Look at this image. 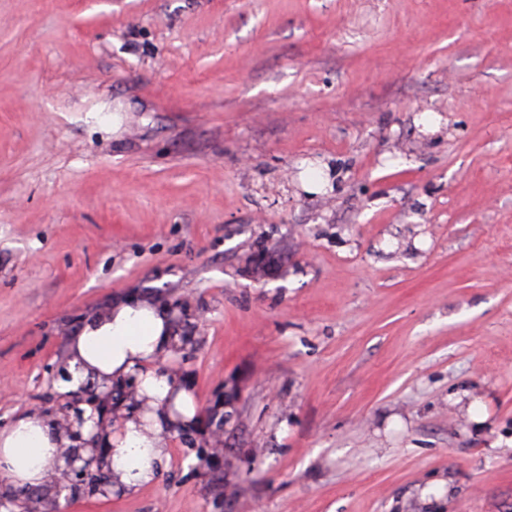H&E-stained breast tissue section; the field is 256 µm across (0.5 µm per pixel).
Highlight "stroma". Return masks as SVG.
<instances>
[{
	"label": "stroma",
	"instance_id": "stroma-1",
	"mask_svg": "<svg viewBox=\"0 0 512 512\" xmlns=\"http://www.w3.org/2000/svg\"><path fill=\"white\" fill-rule=\"evenodd\" d=\"M133 296L193 424L0 512H512V0H0V430Z\"/></svg>",
	"mask_w": 512,
	"mask_h": 512
}]
</instances>
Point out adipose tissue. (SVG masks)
Returning <instances> with one entry per match:
<instances>
[{
	"label": "adipose tissue",
	"instance_id": "ef3b65f1",
	"mask_svg": "<svg viewBox=\"0 0 512 512\" xmlns=\"http://www.w3.org/2000/svg\"><path fill=\"white\" fill-rule=\"evenodd\" d=\"M172 317L167 308L147 299L115 301L73 337L64 390L85 379L108 383L137 374L140 395L151 407L146 417L123 419L117 432L109 434L113 445L103 460L116 486L137 490L151 483L159 466L169 457L163 434L196 415L194 398L184 389H173L153 369L172 353ZM69 440L45 417L26 414L0 430V477L9 482L42 487L48 474H60L62 452Z\"/></svg>",
	"mask_w": 512,
	"mask_h": 512
}]
</instances>
